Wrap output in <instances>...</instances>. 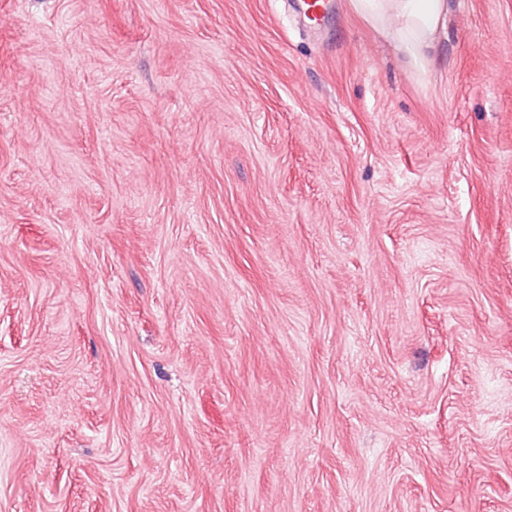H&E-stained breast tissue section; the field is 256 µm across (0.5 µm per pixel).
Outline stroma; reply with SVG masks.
<instances>
[{
    "label": "stroma",
    "mask_w": 512,
    "mask_h": 512,
    "mask_svg": "<svg viewBox=\"0 0 512 512\" xmlns=\"http://www.w3.org/2000/svg\"><path fill=\"white\" fill-rule=\"evenodd\" d=\"M425 80L351 9L0 0V512H512V0Z\"/></svg>",
    "instance_id": "1"
}]
</instances>
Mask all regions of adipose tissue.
I'll use <instances>...</instances> for the list:
<instances>
[{"label": "adipose tissue", "mask_w": 512, "mask_h": 512, "mask_svg": "<svg viewBox=\"0 0 512 512\" xmlns=\"http://www.w3.org/2000/svg\"><path fill=\"white\" fill-rule=\"evenodd\" d=\"M353 11L425 74L437 33L446 13V0H350Z\"/></svg>", "instance_id": "ef3b65f1"}]
</instances>
